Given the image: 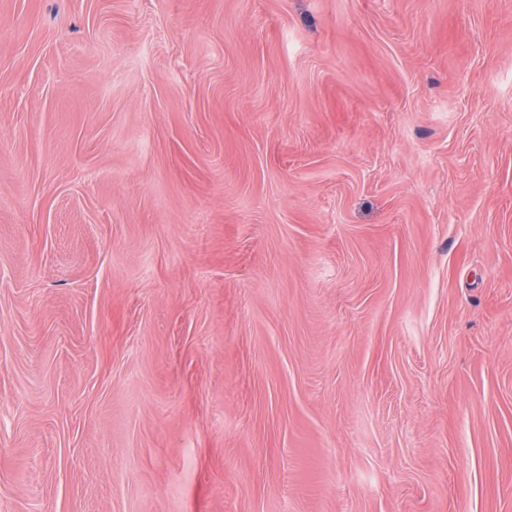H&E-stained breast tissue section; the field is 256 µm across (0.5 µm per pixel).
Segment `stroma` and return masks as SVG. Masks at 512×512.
<instances>
[{
  "instance_id": "obj_1",
  "label": "stroma",
  "mask_w": 512,
  "mask_h": 512,
  "mask_svg": "<svg viewBox=\"0 0 512 512\" xmlns=\"http://www.w3.org/2000/svg\"><path fill=\"white\" fill-rule=\"evenodd\" d=\"M0 512H512V0H0Z\"/></svg>"
}]
</instances>
